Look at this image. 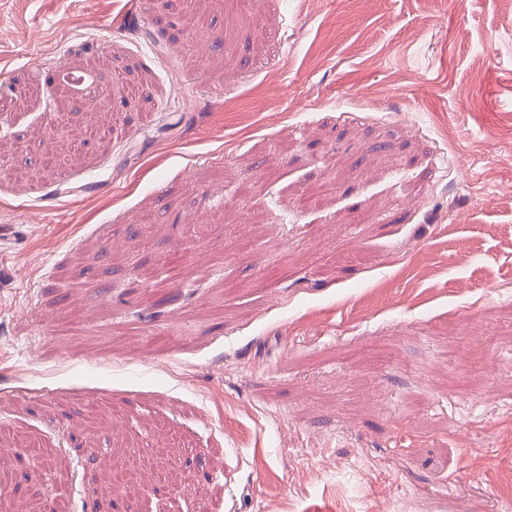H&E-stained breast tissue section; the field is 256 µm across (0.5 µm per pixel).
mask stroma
<instances>
[{"label":"stroma","mask_w":512,"mask_h":512,"mask_svg":"<svg viewBox=\"0 0 512 512\" xmlns=\"http://www.w3.org/2000/svg\"><path fill=\"white\" fill-rule=\"evenodd\" d=\"M511 7L0 0V512H512Z\"/></svg>","instance_id":"35a3bbf8"}]
</instances>
